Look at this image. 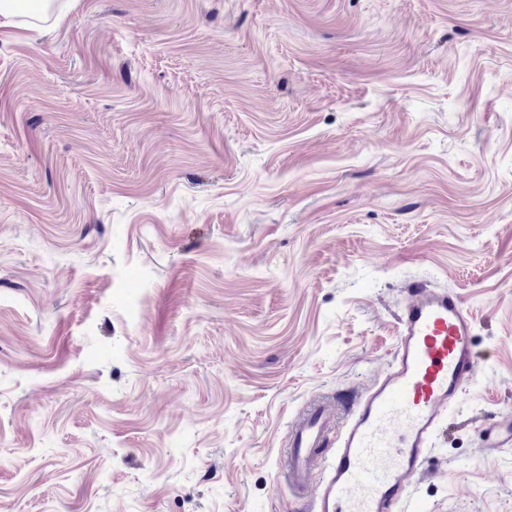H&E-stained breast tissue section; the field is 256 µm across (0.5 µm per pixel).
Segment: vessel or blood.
<instances>
[{
    "mask_svg": "<svg viewBox=\"0 0 512 512\" xmlns=\"http://www.w3.org/2000/svg\"><path fill=\"white\" fill-rule=\"evenodd\" d=\"M476 360L475 320L461 296L424 284L410 288L390 365L346 410L335 453L322 455L336 417L326 402H312L290 429L283 479L302 494L314 467L324 471L307 512H396ZM480 440L490 453L511 448L512 419L484 426Z\"/></svg>",
    "mask_w": 512,
    "mask_h": 512,
    "instance_id": "1",
    "label": "vessel or blood"
}]
</instances>
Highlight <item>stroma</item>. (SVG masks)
Instances as JSON below:
<instances>
[{
	"mask_svg": "<svg viewBox=\"0 0 512 512\" xmlns=\"http://www.w3.org/2000/svg\"><path fill=\"white\" fill-rule=\"evenodd\" d=\"M477 362L405 512H512V0H70L0 27V512H304L293 421L411 284ZM482 448L497 453L512 447V419H501L484 426L480 431Z\"/></svg>",
	"mask_w": 512,
	"mask_h": 512,
	"instance_id": "stroma-1",
	"label": "stroma"
}]
</instances>
